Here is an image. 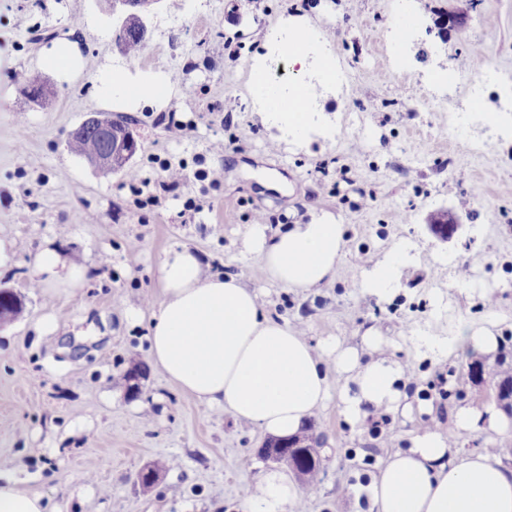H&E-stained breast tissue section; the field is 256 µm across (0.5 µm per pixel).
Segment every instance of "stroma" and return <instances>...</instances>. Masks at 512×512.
Listing matches in <instances>:
<instances>
[{
  "mask_svg": "<svg viewBox=\"0 0 512 512\" xmlns=\"http://www.w3.org/2000/svg\"><path fill=\"white\" fill-rule=\"evenodd\" d=\"M182 2L162 0L149 15L132 61L117 41L121 19L103 0H0V289L23 302L0 325V468L15 469L22 489L64 512H244L260 477L287 475L258 457L264 432L207 408L150 361L158 265L187 247L209 272L240 276L274 318L304 325L315 349L360 346L376 324L389 339L384 356L410 367L432 415L388 412L375 430L348 424L334 398L308 420L322 437L321 471L294 512H368L380 458L408 448L426 423L447 429L457 404L495 403L459 356L418 354L411 336H449L492 309L512 359V134L475 126L472 137L493 146L473 152L454 133L456 113L417 97L463 58L468 72L501 75L486 90L485 111L512 97V0H475L452 30L440 20L461 0H410L403 11L393 0H200L188 16ZM401 16L413 34L406 79L391 76L384 55ZM290 17L330 46L342 70L312 100L333 135L300 147L262 121L254 92L255 64ZM60 47L71 69L44 67ZM32 70L45 71L53 88L35 108L22 92ZM106 72L134 83L159 75L166 88L134 101L108 97L98 90ZM353 110L365 115L366 133L352 127ZM91 111L133 119L139 146L127 171L104 172L68 149L70 131ZM172 119L188 127L181 141L167 137ZM217 140L224 154L213 157L207 149ZM155 157L192 171L223 168V183L192 179L160 207L138 208L128 175ZM190 199L201 211H186ZM442 210L462 214L447 242L429 229ZM256 211L279 224L323 217L345 225L334 281L289 290L269 280L242 247ZM399 242L411 260L395 293L365 292L364 270ZM47 246L88 268L83 287H34L35 257ZM450 256L468 264L483 291L457 285L443 263ZM133 358L145 364L135 399L121 383ZM157 462L163 469L143 491L136 476Z\"/></svg>",
  "mask_w": 512,
  "mask_h": 512,
  "instance_id": "1",
  "label": "stroma"
}]
</instances>
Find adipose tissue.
<instances>
[{
  "instance_id": "obj_1",
  "label": "adipose tissue",
  "mask_w": 512,
  "mask_h": 512,
  "mask_svg": "<svg viewBox=\"0 0 512 512\" xmlns=\"http://www.w3.org/2000/svg\"><path fill=\"white\" fill-rule=\"evenodd\" d=\"M258 98L272 121L304 141L316 123L313 113L295 109L278 86L261 83ZM345 227L325 219L291 224L267 233L252 225L243 246L259 258L270 280L284 288H317L330 283L345 248ZM410 260L398 243L365 270L361 286L384 295L395 287L398 270ZM38 286L80 287L87 268L67 262L54 249L35 259ZM158 290L149 315V353L170 380L209 408L271 435L299 433L303 423L330 400V373L344 384L340 401L347 422H360L384 409L432 413L426 401L408 393L404 366L380 356L386 342L380 327L362 340L376 357L362 361L357 348L339 344L316 352L304 332L279 322L259 294L238 276L206 273L197 253L175 250L158 268ZM502 338L498 322L463 323L443 338L417 337V347L443 355L450 351L496 354ZM411 445L384 460L369 486L373 512H512V465L502 454L483 449L465 453L442 434L415 433ZM298 490L271 473L255 486L246 512H292ZM0 512H48L43 497L18 487L13 471L0 470Z\"/></svg>"
}]
</instances>
